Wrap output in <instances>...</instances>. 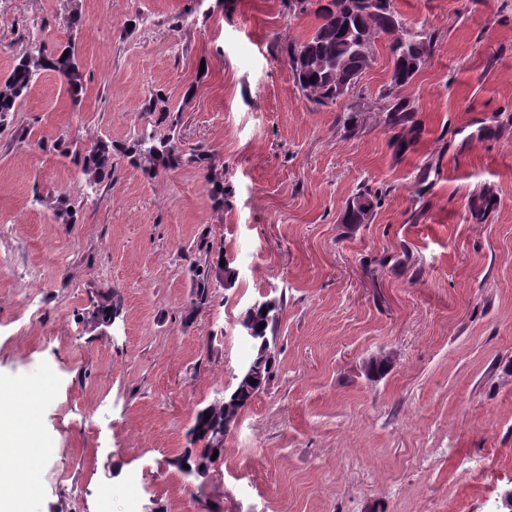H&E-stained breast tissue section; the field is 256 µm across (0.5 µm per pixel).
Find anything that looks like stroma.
Listing matches in <instances>:
<instances>
[{
  "label": "stroma",
  "instance_id": "obj_1",
  "mask_svg": "<svg viewBox=\"0 0 512 512\" xmlns=\"http://www.w3.org/2000/svg\"><path fill=\"white\" fill-rule=\"evenodd\" d=\"M392 6L436 41L405 89L423 131L401 153L380 126L342 138L341 106L298 92L273 44L317 19L280 0H0V79L39 46L74 42L82 61L79 96L42 72L0 127V403L24 416L0 466L38 485L23 512H97L102 483L128 512L131 481L137 512H506L512 0ZM158 87L180 110V150L209 146L210 168L150 178L122 160L88 188L72 153L152 132L141 105ZM360 185L387 196L370 223H342ZM204 247L237 277L197 310ZM267 294L284 299L274 378L208 475H186L174 461L235 386L252 352L239 322ZM112 302L114 322L93 323Z\"/></svg>",
  "mask_w": 512,
  "mask_h": 512
}]
</instances>
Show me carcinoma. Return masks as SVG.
<instances>
[{"mask_svg": "<svg viewBox=\"0 0 512 512\" xmlns=\"http://www.w3.org/2000/svg\"><path fill=\"white\" fill-rule=\"evenodd\" d=\"M317 0H284L288 15H304L308 10L319 20L314 31L302 40L277 42L275 50L287 59L295 85L302 96L315 109L330 108L340 100H347L344 114L338 122L343 124L344 136L355 137L362 131L359 115L376 113L375 121L392 133V141L403 147L416 140L422 131L418 119L420 108L415 100L402 93L419 73L433 52L434 35L427 32L418 36L392 8V0H328L316 5ZM388 40L391 73L389 80L378 91L374 102L365 107L357 104L363 98L357 90L362 74L374 63L378 41ZM45 70H52L65 78L70 92L76 96L82 89L79 82L80 64L75 45L50 52L45 48L24 53L10 74L0 81V122L16 111L20 98L32 87ZM142 111L154 118L155 124L165 126L162 136L143 135L117 151L134 169L154 175L159 169L181 164L204 166L210 163V154L204 148L185 156L177 145L176 130L180 123L177 110L169 103L167 93L158 89L150 91ZM81 166L89 186L95 185L112 169V150L104 143H93L74 157ZM379 191L359 186L347 200L343 221L346 224H365L370 221L374 207L380 205ZM223 256L204 259L191 265L195 307L206 306L211 298L214 283L219 281L217 269H223L224 286L235 283V272L229 265H220ZM283 307V299L273 298L262 309L248 310L244 318L254 329L253 355L249 359L252 379L256 383L238 378L235 388L201 410L195 418L190 435L195 440L211 441L217 434L228 435L227 428L239 417L242 410L273 380L275 359L267 356L266 345H275L276 328ZM265 323L259 327V323Z\"/></svg>", "mask_w": 512, "mask_h": 512, "instance_id": "cac0c4a2", "label": "carcinoma"}]
</instances>
